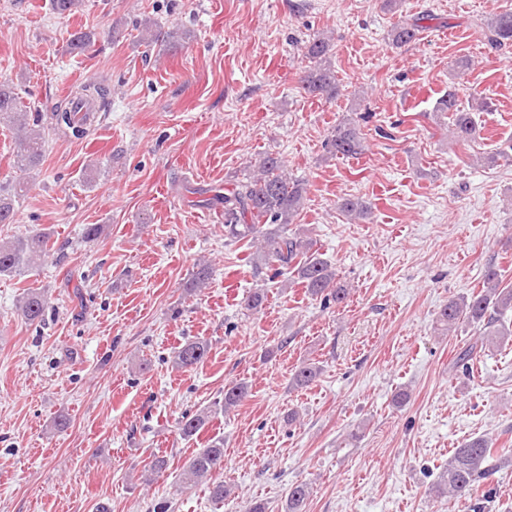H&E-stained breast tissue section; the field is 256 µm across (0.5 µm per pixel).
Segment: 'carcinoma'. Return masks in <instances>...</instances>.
Wrapping results in <instances>:
<instances>
[{
	"label": "carcinoma",
	"instance_id": "cac0c4a2",
	"mask_svg": "<svg viewBox=\"0 0 512 512\" xmlns=\"http://www.w3.org/2000/svg\"><path fill=\"white\" fill-rule=\"evenodd\" d=\"M425 17L405 18L394 24L389 40L398 48L420 38ZM140 41L149 49L157 47L168 51L190 38V33L178 28H166L150 19L136 22ZM481 38L492 49L512 45V11L492 15L481 24ZM304 66L301 85L304 92L314 97L332 99L339 92L335 66L332 64L330 40L313 35L303 46ZM107 89L100 83L90 82L81 86L64 105H57L48 116L36 112L29 114L22 106L18 93L7 80L0 81V126L16 131L17 150L15 166L26 171L38 167L45 153L44 129L61 131L75 139L86 137L96 122V113L77 112L74 105L83 103L100 107ZM436 111L448 114V132L457 141H475L480 137L481 126L474 113L461 108L458 92L448 88L447 94L436 102ZM365 133L352 118L340 121L329 139L331 151L342 157H357L364 151ZM26 191L24 184L0 185V224L14 220L15 199ZM307 188L303 181L286 174L282 160L272 153L263 155L257 170L249 179L224 186V194L213 195V201L223 205L225 236L233 241L251 242L255 246L252 263L259 273L267 270L280 275L283 271L293 274L292 283L305 288L311 298L325 302H344L348 289L336 281V271L314 249L313 240L305 232H290L288 226L304 209ZM340 208L350 219L365 220L371 212L369 202L359 197L345 198ZM49 236L33 232L12 240H0V276H14L50 254ZM46 298L37 288H28L18 303V314L29 325L44 321ZM512 313V286L503 284L498 270L489 267L483 276L478 292L460 295L448 300L439 312L437 323L450 333L462 322L480 327V344L460 351L455 364L465 366L473 360L480 348L498 347L512 339V330L504 319ZM210 346L204 340L188 341L175 348L173 364L176 368L189 369L203 363L209 356ZM320 367L314 363L300 365L291 384L305 388L319 376ZM248 384L234 383L224 389V399L214 403V409L205 413L185 415L178 422L182 437L198 435L209 418L218 413H229L247 398ZM495 449L492 441L478 436L464 441L452 450L448 463L433 487L434 496L466 497L475 490L476 483L490 476V459ZM224 467V438L213 437L192 456L182 472V481L196 484L212 478L213 473ZM309 496L308 486L296 484L289 488L282 505V512H303Z\"/></svg>",
	"mask_w": 512,
	"mask_h": 512
}]
</instances>
